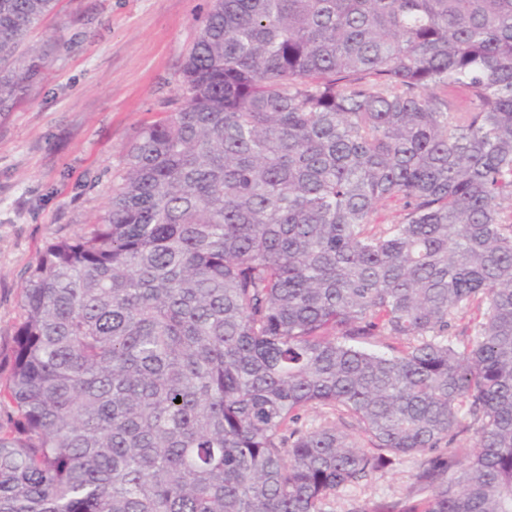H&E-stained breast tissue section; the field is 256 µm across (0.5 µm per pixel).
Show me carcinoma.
Here are the masks:
<instances>
[{
  "mask_svg": "<svg viewBox=\"0 0 512 512\" xmlns=\"http://www.w3.org/2000/svg\"><path fill=\"white\" fill-rule=\"evenodd\" d=\"M57 2L0 0V113ZM181 88L25 279L0 512H325L405 455L361 512H512V0H212ZM331 423L340 425L336 411L317 407L309 409L302 414L300 425H302L304 429H316ZM422 461L420 456L400 457L394 464L374 473L368 481L348 487L331 498L326 512H353L374 501L402 499L414 486Z\"/></svg>",
  "mask_w": 512,
  "mask_h": 512,
  "instance_id": "carcinoma-1",
  "label": "carcinoma"
}]
</instances>
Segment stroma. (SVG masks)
<instances>
[{"mask_svg":"<svg viewBox=\"0 0 512 512\" xmlns=\"http://www.w3.org/2000/svg\"><path fill=\"white\" fill-rule=\"evenodd\" d=\"M210 0H60L31 34L62 40L45 77L0 114V382L23 319L21 288L55 241L92 232L140 129L181 102V68ZM422 459L403 456L331 498L326 512L402 499Z\"/></svg>","mask_w":512,"mask_h":512,"instance_id":"35a3bbf8","label":"stroma"}]
</instances>
